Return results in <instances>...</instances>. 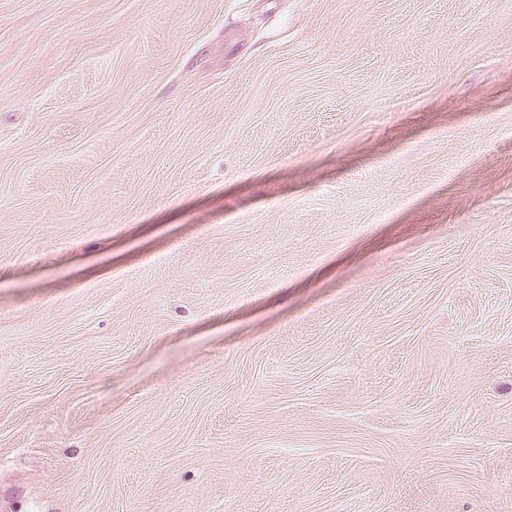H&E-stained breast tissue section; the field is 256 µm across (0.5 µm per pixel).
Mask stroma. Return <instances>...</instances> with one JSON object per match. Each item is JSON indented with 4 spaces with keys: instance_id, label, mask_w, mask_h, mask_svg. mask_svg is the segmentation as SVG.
<instances>
[{
    "instance_id": "35a3bbf8",
    "label": "stroma",
    "mask_w": 512,
    "mask_h": 512,
    "mask_svg": "<svg viewBox=\"0 0 512 512\" xmlns=\"http://www.w3.org/2000/svg\"><path fill=\"white\" fill-rule=\"evenodd\" d=\"M0 512H512V0H0Z\"/></svg>"
}]
</instances>
